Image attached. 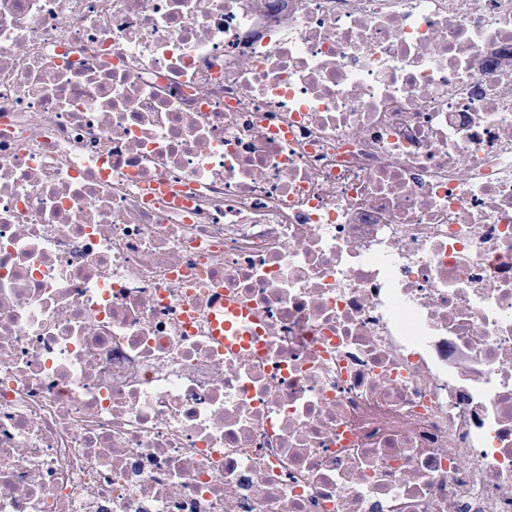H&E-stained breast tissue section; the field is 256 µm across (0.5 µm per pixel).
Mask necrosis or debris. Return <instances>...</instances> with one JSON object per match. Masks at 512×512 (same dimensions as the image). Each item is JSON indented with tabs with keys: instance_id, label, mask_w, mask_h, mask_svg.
<instances>
[{
	"instance_id": "necrosis-or-debris-1",
	"label": "necrosis or debris",
	"mask_w": 512,
	"mask_h": 512,
	"mask_svg": "<svg viewBox=\"0 0 512 512\" xmlns=\"http://www.w3.org/2000/svg\"><path fill=\"white\" fill-rule=\"evenodd\" d=\"M0 512H512V0H0ZM254 317L242 304L234 301H224V324L221 330L217 329V339L224 342V349L235 352L248 348L258 335L256 329H252L248 323H253Z\"/></svg>"
}]
</instances>
